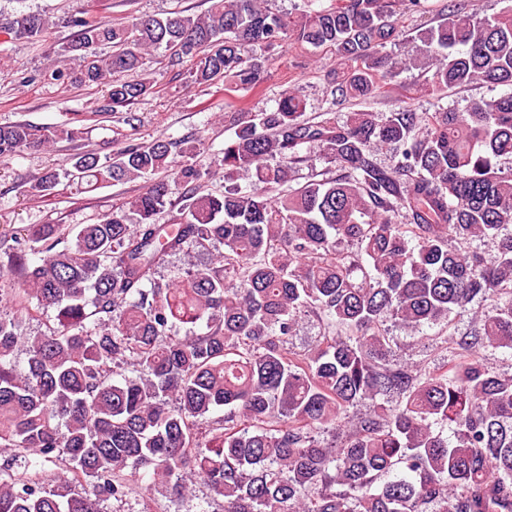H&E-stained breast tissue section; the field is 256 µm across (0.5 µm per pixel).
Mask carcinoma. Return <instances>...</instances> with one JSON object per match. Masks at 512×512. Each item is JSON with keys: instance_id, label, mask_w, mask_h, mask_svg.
<instances>
[{"instance_id": "obj_1", "label": "carcinoma", "mask_w": 512, "mask_h": 512, "mask_svg": "<svg viewBox=\"0 0 512 512\" xmlns=\"http://www.w3.org/2000/svg\"><path fill=\"white\" fill-rule=\"evenodd\" d=\"M210 2L127 25L71 16L61 56L75 67L52 75L107 85V110L120 112L151 93L146 65L159 48L195 61L191 84L254 89L263 65L241 49L291 33L341 61L334 104L367 101L418 66L386 51L403 36L396 0H334L291 23L270 0ZM446 9L411 37L431 61L422 89L512 88V8ZM47 26L15 13L0 19V43ZM78 134L0 126V161ZM315 145L341 175L292 187ZM384 148L389 165L377 159ZM221 163L214 195L199 148L157 137L115 157L80 152L31 184L41 194L64 180L81 192L140 181L143 191L93 224L0 239V512H104L141 468L177 499L202 479L222 512H512V373L485 359L512 351V92L463 111L356 110L341 122L306 115L288 92L269 112L234 116ZM218 245L209 262L159 277ZM473 303L469 330L443 337L442 366L399 358L387 322L447 328ZM48 308L53 324L23 335L14 312ZM311 314L327 335L290 349ZM178 322L189 335L174 334ZM47 463L56 469L42 477Z\"/></svg>"}]
</instances>
